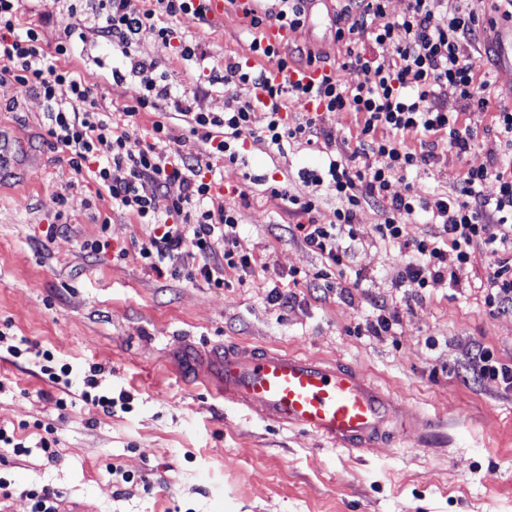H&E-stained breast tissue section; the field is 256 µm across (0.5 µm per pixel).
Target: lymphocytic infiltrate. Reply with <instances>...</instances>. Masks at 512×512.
Listing matches in <instances>:
<instances>
[{
	"label": "lymphocytic infiltrate",
	"mask_w": 512,
	"mask_h": 512,
	"mask_svg": "<svg viewBox=\"0 0 512 512\" xmlns=\"http://www.w3.org/2000/svg\"><path fill=\"white\" fill-rule=\"evenodd\" d=\"M313 2L274 0L271 7L246 11L245 16L254 30L275 21L300 31L310 21ZM86 7L96 37L112 45L126 48L150 36L174 43L180 56H207L201 41L186 39L174 27L188 13L205 18L204 8L193 0H154L150 8L140 0H87ZM386 8L387 0H341L334 14V36L346 47V66L357 72L354 83H273L262 60L276 61L287 72L322 66L324 59L309 48L285 54L255 38L250 50L258 64L227 62L221 77L228 87L251 84L254 95L244 102L228 97L220 113L196 110L200 84L174 90L156 62L130 58L124 67L113 68L112 79L139 80L143 93L123 114L131 119L143 110L155 114L144 139L115 127L111 112L73 68L79 54L74 28H66L54 48L45 47L36 24L23 19V0H0V82L14 81L41 99L53 147L67 155L75 171L87 172L113 209L152 226L148 244L139 251L147 267L159 272L167 260L197 255L203 263L196 274L219 288L225 270L247 276L255 259L237 249V211L213 202L217 181L211 176V158L236 163V144L246 138L276 148L331 140V133L319 128L316 114L305 111L295 119L283 115L288 99L301 107L311 101L326 112L361 114L357 145L350 155L307 171L314 192L301 199L289 197L288 212L298 219L290 227L293 235L341 269L349 253L341 247L340 235L353 230L364 204H378L382 222L375 231L389 240L402 238L411 218L427 214L438 233L412 240L405 279L422 289L452 284L455 268L473 264L481 251L494 258L485 303L491 312L511 313L512 160L467 168L450 196L424 198L411 191H390L396 176L434 163L444 153L461 159L479 147L478 132L464 121L465 113H489L492 130L512 146V107L494 105L490 80L478 74L481 57L495 51L491 34L497 23L487 16V0H407L403 14L393 17ZM385 56L390 64H382ZM450 91L455 94L451 100L446 97ZM173 115L182 117L209 145V159L155 151L152 142L169 136ZM410 136L420 138V149L407 145ZM490 181L497 184L492 197L482 191ZM174 183L180 187L176 195L168 191ZM325 191L334 196L336 208L332 220L320 224L314 215ZM219 253L223 263H210V256ZM488 378L511 390L512 364L501 362L489 347L475 345L462 380Z\"/></svg>",
	"instance_id": "1"
}]
</instances>
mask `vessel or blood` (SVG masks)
Returning <instances> with one entry per match:
<instances>
[{"instance_id":"vessel-or-blood-1","label":"vessel or blood","mask_w":512,"mask_h":512,"mask_svg":"<svg viewBox=\"0 0 512 512\" xmlns=\"http://www.w3.org/2000/svg\"><path fill=\"white\" fill-rule=\"evenodd\" d=\"M261 36L264 44L279 47L294 40L297 33L273 21ZM336 77V70L312 67L288 75L290 82L313 86ZM213 368L222 376L214 393L225 404L259 410L266 422L301 430L339 448L365 450L410 427L392 395L343 362L264 346L227 344L212 349L196 370Z\"/></svg>"}]
</instances>
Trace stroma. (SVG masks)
Here are the masks:
<instances>
[{"label": "stroma", "instance_id": "35a3bbf8", "mask_svg": "<svg viewBox=\"0 0 512 512\" xmlns=\"http://www.w3.org/2000/svg\"><path fill=\"white\" fill-rule=\"evenodd\" d=\"M176 28L203 40L205 62L151 37L131 54L155 61L173 88L203 79L204 111L223 112L230 94L251 97L250 85L228 91L205 81L209 68L251 55L252 34L237 12L204 27L184 15ZM299 43L338 66L343 82L356 80L321 2ZM81 49L75 66L98 102L115 114L134 104L138 80L112 79L121 51L89 33ZM471 120L481 130L476 150L412 170L392 192L450 195L463 169L512 153L489 131V115ZM360 121L353 112H323L317 124L332 141L277 150L249 139L238 163L213 159L226 187L220 202L239 213L237 247L256 259L250 276L226 271L218 288L187 277L198 265L191 257L178 259L185 270L178 278L145 266L139 250L150 226L114 210L51 147L39 98L0 84V332L24 350L0 358V426L30 448L18 456L0 447V478L9 484L0 512H30L27 492L42 486L58 492L59 512H512V391L493 379L465 386L454 377L478 342L512 363V314L491 313L485 303L486 260L456 269L453 286L419 288L403 277L408 242L432 234L433 225L416 220L405 237L384 240L375 231L379 211L366 206L354 238L341 240L347 266L331 270L289 234L288 203L271 195L277 187L307 196L305 171L354 150ZM58 194L68 199L61 211ZM99 237L109 248L89 254L85 241ZM324 271L333 285L327 292L315 281ZM275 287L295 293V304L281 309L270 297ZM377 301L396 318L383 336L363 329ZM224 341L349 363L401 400L415 427L356 453L225 405L200 388L193 369ZM34 347L70 368L69 388L49 383ZM90 374L124 404L106 412L85 403ZM46 425L58 440L51 457L37 447ZM112 463L131 482L113 479Z\"/></svg>", "mask_w": 512, "mask_h": 512}]
</instances>
